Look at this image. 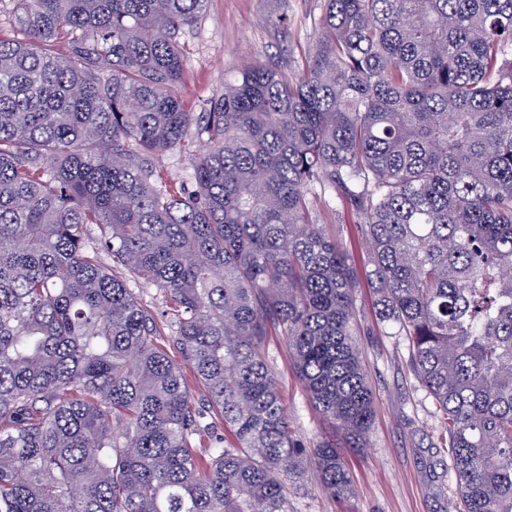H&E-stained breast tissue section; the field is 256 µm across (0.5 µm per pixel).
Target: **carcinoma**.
Here are the masks:
<instances>
[{
  "instance_id": "1",
  "label": "carcinoma",
  "mask_w": 512,
  "mask_h": 512,
  "mask_svg": "<svg viewBox=\"0 0 512 512\" xmlns=\"http://www.w3.org/2000/svg\"><path fill=\"white\" fill-rule=\"evenodd\" d=\"M207 2L13 0L0 512H288L300 455L266 337L364 447L363 286L440 413L462 512H512V0H324L301 67L249 64L193 112L179 35ZM203 137L195 189H172L158 157ZM318 188L364 237L365 279ZM166 316L178 360L156 343ZM211 413L231 445L206 438ZM313 460L327 495H351L344 449ZM127 284L146 305L159 313L166 309L164 294L155 286L146 285L130 276H127Z\"/></svg>"
}]
</instances>
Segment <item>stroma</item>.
Returning <instances> with one entry per match:
<instances>
[{"mask_svg": "<svg viewBox=\"0 0 512 512\" xmlns=\"http://www.w3.org/2000/svg\"><path fill=\"white\" fill-rule=\"evenodd\" d=\"M323 5V0H208L198 23L180 35L191 111H205L223 90L225 76L247 64L273 60L297 66ZM355 305L357 343L375 397L369 443L347 457L353 492L342 502L322 492L311 457H304L301 477L288 481L290 512H456V483L443 476L436 456L440 415L408 366L405 342L395 325L378 319L369 289H358ZM266 347L292 435L302 448L315 447L330 430L308 401L287 344L271 336Z\"/></svg>", "mask_w": 512, "mask_h": 512, "instance_id": "stroma-1", "label": "stroma"}]
</instances>
